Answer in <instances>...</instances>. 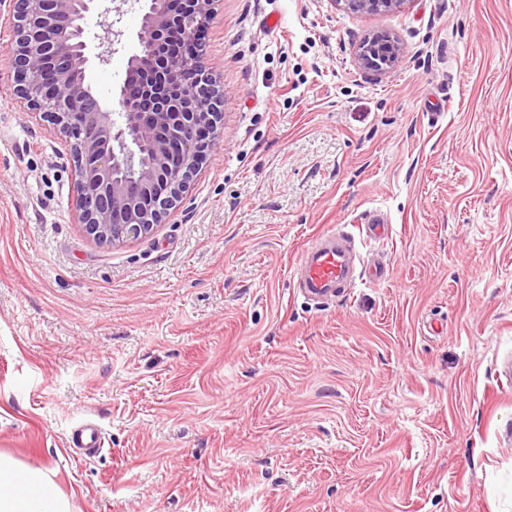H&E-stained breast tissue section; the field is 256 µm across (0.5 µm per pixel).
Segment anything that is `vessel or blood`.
<instances>
[{"mask_svg":"<svg viewBox=\"0 0 512 512\" xmlns=\"http://www.w3.org/2000/svg\"><path fill=\"white\" fill-rule=\"evenodd\" d=\"M355 258L349 231L341 228L327 232L312 255L301 264L304 293L317 299L332 297L336 287L352 282ZM66 445L94 456L103 450L104 434L97 423L86 420L73 428Z\"/></svg>","mask_w":512,"mask_h":512,"instance_id":"1","label":"vessel or blood"}]
</instances>
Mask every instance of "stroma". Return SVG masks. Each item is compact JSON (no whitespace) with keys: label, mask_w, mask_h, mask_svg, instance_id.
<instances>
[{"label":"stroma","mask_w":512,"mask_h":512,"mask_svg":"<svg viewBox=\"0 0 512 512\" xmlns=\"http://www.w3.org/2000/svg\"><path fill=\"white\" fill-rule=\"evenodd\" d=\"M9 9L0 452L74 512H512V0H219L211 155L165 224L115 248L75 218L64 137L13 93ZM141 17L128 0L107 51L110 15L82 22L112 111ZM381 34L403 47L384 73L358 61ZM374 209L390 233L360 251L382 279L305 299L303 252ZM86 418L105 446L78 458ZM342 9L356 14H379L400 9L406 0H333Z\"/></svg>","instance_id":"obj_1"}]
</instances>
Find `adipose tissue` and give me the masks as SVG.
<instances>
[{
    "mask_svg": "<svg viewBox=\"0 0 512 512\" xmlns=\"http://www.w3.org/2000/svg\"><path fill=\"white\" fill-rule=\"evenodd\" d=\"M0 512H72L48 471L0 454Z\"/></svg>",
    "mask_w": 512,
    "mask_h": 512,
    "instance_id": "1",
    "label": "adipose tissue"
}]
</instances>
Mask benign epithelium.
I'll list each match as a JSON object with an SVG mask.
<instances>
[{"label": "benign epithelium", "instance_id": "1", "mask_svg": "<svg viewBox=\"0 0 512 512\" xmlns=\"http://www.w3.org/2000/svg\"><path fill=\"white\" fill-rule=\"evenodd\" d=\"M216 0H182L170 11L165 0H144L137 34L141 50L129 59L118 96L119 119L90 90L79 20L94 0H10L14 38L7 53L16 93L32 113L69 142L76 173V218L94 242L120 245L151 235L186 196L215 144L224 93L204 63L198 36ZM356 14L401 8L406 0H333ZM174 31L195 50L170 44ZM402 54L386 35L364 42L359 60L382 71ZM197 73L186 83L183 75ZM149 160L137 165L138 152ZM128 165L132 177L118 175Z\"/></svg>", "mask_w": 512, "mask_h": 512}]
</instances>
